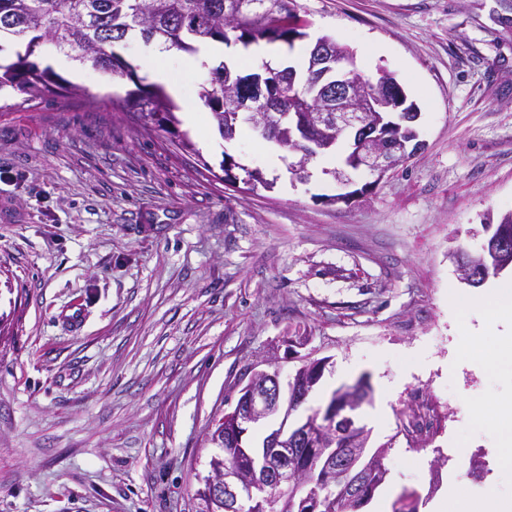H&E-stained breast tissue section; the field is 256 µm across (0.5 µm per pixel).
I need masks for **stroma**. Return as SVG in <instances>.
Wrapping results in <instances>:
<instances>
[{"instance_id": "stroma-1", "label": "stroma", "mask_w": 512, "mask_h": 512, "mask_svg": "<svg viewBox=\"0 0 512 512\" xmlns=\"http://www.w3.org/2000/svg\"><path fill=\"white\" fill-rule=\"evenodd\" d=\"M307 39L270 44L241 63L293 60L331 36L367 78L392 72L420 109L424 151L382 179L332 176L346 143L291 181L292 155L245 126L224 141L207 107L180 123L192 149L145 133L123 107L134 84L91 64L62 75L79 97L30 105L0 91V512H198L209 441L252 368L289 379L327 359L298 409L366 381L361 422L386 446L379 496L430 512L448 474L471 493L512 496L494 470L492 419L471 405L512 402V354L471 336L449 289L469 295L451 254L479 253L512 213V7L506 0H294ZM118 53L146 76L160 55L198 103L209 65L129 39ZM273 180L242 192L224 155ZM465 352L447 374L449 356ZM490 359L482 367L481 359ZM440 426L409 446L398 416L424 398ZM383 403L378 421L370 415ZM484 464L469 476L472 461Z\"/></svg>"}]
</instances>
